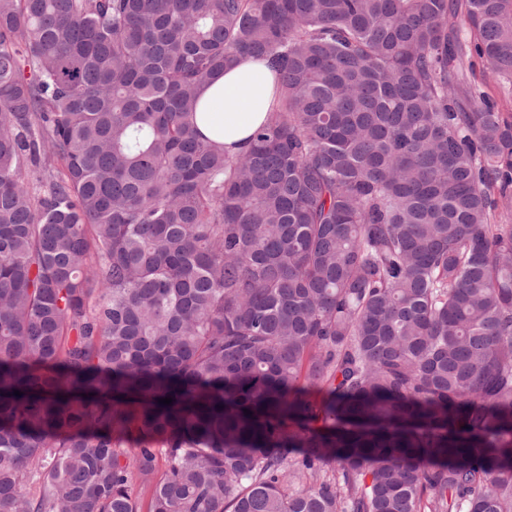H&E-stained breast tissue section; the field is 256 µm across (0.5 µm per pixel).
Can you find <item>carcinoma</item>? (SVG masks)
Wrapping results in <instances>:
<instances>
[{"mask_svg":"<svg viewBox=\"0 0 512 512\" xmlns=\"http://www.w3.org/2000/svg\"><path fill=\"white\" fill-rule=\"evenodd\" d=\"M477 59L512 82V0H0V512H512ZM274 98V75L266 63L244 57L203 89L205 112H198L199 127L207 136L223 142L228 153H240L250 147V138L266 121Z\"/></svg>","mask_w":512,"mask_h":512,"instance_id":"carcinoma-1","label":"carcinoma"}]
</instances>
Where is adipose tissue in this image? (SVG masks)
<instances>
[{
  "label": "adipose tissue",
  "mask_w": 512,
  "mask_h": 512,
  "mask_svg": "<svg viewBox=\"0 0 512 512\" xmlns=\"http://www.w3.org/2000/svg\"><path fill=\"white\" fill-rule=\"evenodd\" d=\"M274 75L265 62L249 57L216 78L202 91L201 131L223 142L228 153L250 146L253 133L266 121L274 104Z\"/></svg>",
  "instance_id": "adipose-tissue-1"
}]
</instances>
